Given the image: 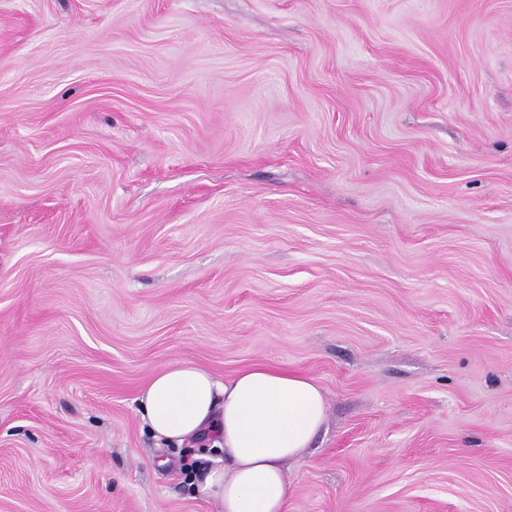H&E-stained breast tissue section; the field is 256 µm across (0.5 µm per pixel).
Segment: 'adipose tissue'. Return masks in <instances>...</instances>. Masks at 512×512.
Wrapping results in <instances>:
<instances>
[{"label": "adipose tissue", "instance_id": "obj_1", "mask_svg": "<svg viewBox=\"0 0 512 512\" xmlns=\"http://www.w3.org/2000/svg\"><path fill=\"white\" fill-rule=\"evenodd\" d=\"M138 402L155 438L179 447L214 439L224 464L203 473L197 490L219 512H288L285 464L310 448L327 411L312 377L261 363L220 380L178 361L152 376Z\"/></svg>", "mask_w": 512, "mask_h": 512}]
</instances>
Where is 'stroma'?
<instances>
[{"mask_svg": "<svg viewBox=\"0 0 512 512\" xmlns=\"http://www.w3.org/2000/svg\"><path fill=\"white\" fill-rule=\"evenodd\" d=\"M180 360L322 386L288 512H512V0H0V512H218Z\"/></svg>", "mask_w": 512, "mask_h": 512, "instance_id": "1", "label": "stroma"}]
</instances>
